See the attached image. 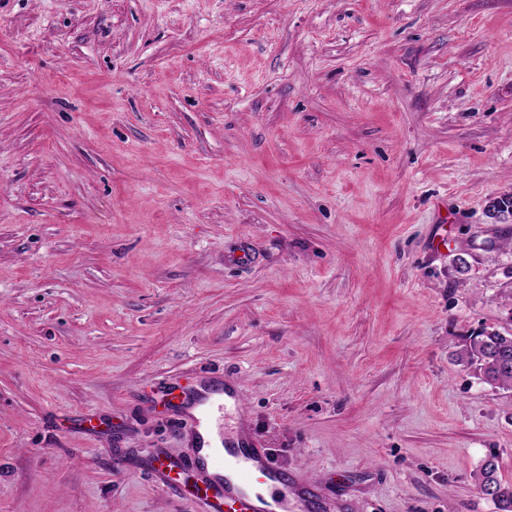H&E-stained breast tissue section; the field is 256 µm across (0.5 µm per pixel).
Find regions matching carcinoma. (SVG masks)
I'll list each match as a JSON object with an SVG mask.
<instances>
[{"label":"carcinoma","mask_w":512,"mask_h":512,"mask_svg":"<svg viewBox=\"0 0 512 512\" xmlns=\"http://www.w3.org/2000/svg\"><path fill=\"white\" fill-rule=\"evenodd\" d=\"M457 360L473 369L484 382L512 389V333L494 330L471 336L458 352ZM475 477L481 492L491 498L499 512H512V486L499 479L495 457L485 459Z\"/></svg>","instance_id":"carcinoma-1"}]
</instances>
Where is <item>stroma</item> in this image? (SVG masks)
I'll return each mask as SVG.
<instances>
[{
    "label": "stroma",
    "mask_w": 512,
    "mask_h": 512,
    "mask_svg": "<svg viewBox=\"0 0 512 512\" xmlns=\"http://www.w3.org/2000/svg\"><path fill=\"white\" fill-rule=\"evenodd\" d=\"M506 194L512 0H0V512H183L198 372L312 512H497ZM457 360L472 368L484 382L503 390L512 389V333L494 330L470 336ZM178 459L160 451L154 457L155 478L163 487L171 484L173 478L170 476L175 468H180ZM475 477L481 492L491 498L500 512H512V486L499 479L495 457L486 458Z\"/></svg>",
    "instance_id": "obj_1"
}]
</instances>
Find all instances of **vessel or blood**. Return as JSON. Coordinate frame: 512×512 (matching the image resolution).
<instances>
[{
  "label": "vessel or blood",
  "instance_id": "1",
  "mask_svg": "<svg viewBox=\"0 0 512 512\" xmlns=\"http://www.w3.org/2000/svg\"><path fill=\"white\" fill-rule=\"evenodd\" d=\"M232 389L199 383L185 392L181 403L185 410L206 407L214 418H221L225 398L234 397ZM189 442L194 448L191 465L192 481L183 499L196 507L197 512H300L310 507L314 487H302L274 465L265 449L243 444L232 456L206 452L199 431H191ZM178 459L165 452L154 457L155 478L161 486H169L171 473L178 468ZM262 482L274 487L272 501L266 507L255 505L249 485Z\"/></svg>",
  "mask_w": 512,
  "mask_h": 512
}]
</instances>
